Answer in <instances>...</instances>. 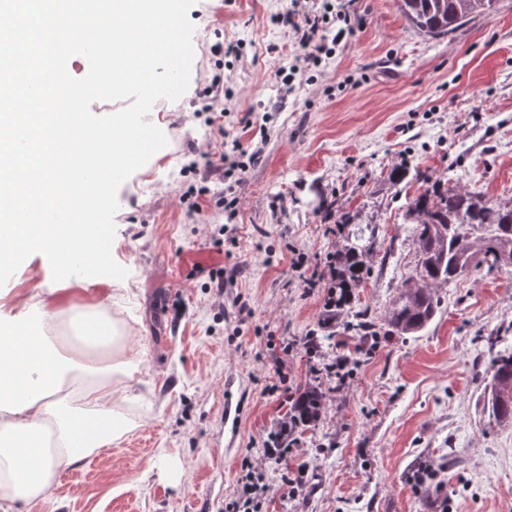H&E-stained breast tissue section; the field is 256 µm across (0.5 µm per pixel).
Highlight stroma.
<instances>
[{
    "label": "stroma",
    "instance_id": "stroma-1",
    "mask_svg": "<svg viewBox=\"0 0 512 512\" xmlns=\"http://www.w3.org/2000/svg\"><path fill=\"white\" fill-rule=\"evenodd\" d=\"M320 0H197L190 82L152 113L168 144L121 184L115 261L125 279L75 276L69 299L108 300L142 355L111 450L60 469L63 492L14 512H227L244 458L266 447L299 390H328L322 423L287 460L268 463L258 512H512V424L490 423L482 337L512 347V269L481 271L442 288L440 308L415 336L382 337L360 351L336 339L352 375L337 387L305 343L318 329L325 288H304L333 250L344 212H360L385 265L356 291L381 314L413 273L418 247L404 222L423 192L404 164L449 184L512 200V0L448 37L413 30L396 0H346L350 32L333 58L299 72L291 93L275 72L301 55L275 16L314 15ZM238 56L216 59V40ZM228 89L210 110L216 72ZM250 124H243V117ZM259 158L234 210L207 164L224 135ZM207 188L201 212L184 193ZM301 256L294 270L292 256ZM223 288H216V280ZM34 257L0 287V312L22 311L35 287H54ZM304 471L297 497L289 472Z\"/></svg>",
    "mask_w": 512,
    "mask_h": 512
}]
</instances>
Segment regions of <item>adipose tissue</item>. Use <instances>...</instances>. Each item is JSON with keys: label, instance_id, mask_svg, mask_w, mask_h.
<instances>
[{"label": "adipose tissue", "instance_id": "1", "mask_svg": "<svg viewBox=\"0 0 512 512\" xmlns=\"http://www.w3.org/2000/svg\"><path fill=\"white\" fill-rule=\"evenodd\" d=\"M29 307L40 314L32 324L0 313V512L50 498L62 465L108 451L117 432L112 407L122 399L112 381L134 363L83 359L60 368L62 355L47 334L57 311L41 296ZM70 312L86 346L115 344L98 307Z\"/></svg>", "mask_w": 512, "mask_h": 512}]
</instances>
